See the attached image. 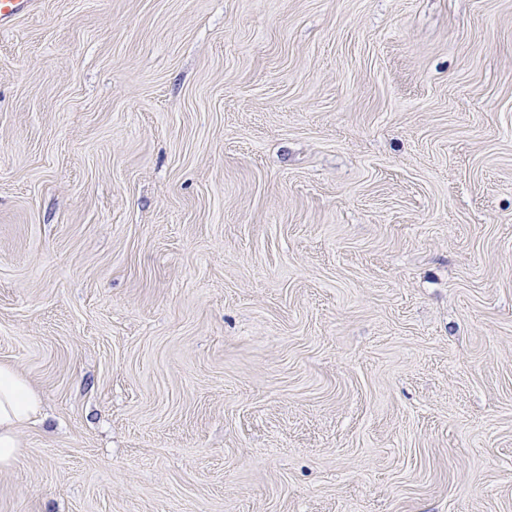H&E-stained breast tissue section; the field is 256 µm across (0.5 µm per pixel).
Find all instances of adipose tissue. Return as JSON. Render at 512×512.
Segmentation results:
<instances>
[{
    "label": "adipose tissue",
    "mask_w": 512,
    "mask_h": 512,
    "mask_svg": "<svg viewBox=\"0 0 512 512\" xmlns=\"http://www.w3.org/2000/svg\"><path fill=\"white\" fill-rule=\"evenodd\" d=\"M42 398L28 379L11 365L0 363V468L18 455V430L41 410Z\"/></svg>",
    "instance_id": "adipose-tissue-1"
}]
</instances>
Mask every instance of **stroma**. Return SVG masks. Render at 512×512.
Masks as SVG:
<instances>
[{
	"mask_svg": "<svg viewBox=\"0 0 512 512\" xmlns=\"http://www.w3.org/2000/svg\"><path fill=\"white\" fill-rule=\"evenodd\" d=\"M0 362V512H512V0H35ZM42 398L28 379L11 365L0 363V468L18 455V430L41 410Z\"/></svg>",
	"mask_w": 512,
	"mask_h": 512,
	"instance_id": "1",
	"label": "stroma"
}]
</instances>
